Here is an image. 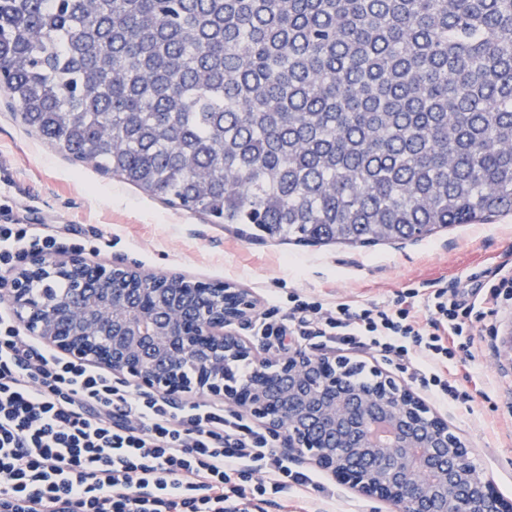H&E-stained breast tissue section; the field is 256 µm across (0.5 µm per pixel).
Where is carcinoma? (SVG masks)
Listing matches in <instances>:
<instances>
[{"instance_id":"carcinoma-1","label":"carcinoma","mask_w":512,"mask_h":512,"mask_svg":"<svg viewBox=\"0 0 512 512\" xmlns=\"http://www.w3.org/2000/svg\"><path fill=\"white\" fill-rule=\"evenodd\" d=\"M56 152L254 239L512 213V0H0Z\"/></svg>"}]
</instances>
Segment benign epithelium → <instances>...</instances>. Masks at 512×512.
<instances>
[{
	"mask_svg": "<svg viewBox=\"0 0 512 512\" xmlns=\"http://www.w3.org/2000/svg\"><path fill=\"white\" fill-rule=\"evenodd\" d=\"M57 279L68 281L65 298L45 302L33 291ZM0 297L46 346L176 403L210 395L366 500L395 512H512L448 422L393 377L378 370L362 389L348 383L340 359L258 355L233 331L256 308L245 288H174L119 265L38 254L11 274ZM500 353L501 367L512 371V321ZM241 361L255 364L247 383L230 368ZM376 424L389 427L388 443L374 439Z\"/></svg>",
	"mask_w": 512,
	"mask_h": 512,
	"instance_id": "7a95c632",
	"label": "benign epithelium"
}]
</instances>
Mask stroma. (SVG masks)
Wrapping results in <instances>:
<instances>
[{
  "label": "stroma",
  "mask_w": 512,
  "mask_h": 512,
  "mask_svg": "<svg viewBox=\"0 0 512 512\" xmlns=\"http://www.w3.org/2000/svg\"><path fill=\"white\" fill-rule=\"evenodd\" d=\"M0 224H66L91 240L112 245L85 250L105 265L122 263L145 274L192 282L232 283L249 289L257 311L286 312L290 295L339 302L388 303L411 290L447 289L482 318L471 328L470 358L449 361L460 397L446 405L429 398L397 360L372 351L346 358L379 367L420 396L467 443L482 476L512 501V373L501 370L498 346L512 325V297L493 284L512 282V214L487 222L455 224L397 244L299 245L280 239H245L235 224H213L202 214L151 197L94 164L71 161L28 132L18 108L0 91ZM325 494H312L313 512H373L374 503L319 475Z\"/></svg>",
  "instance_id": "stroma-1"
}]
</instances>
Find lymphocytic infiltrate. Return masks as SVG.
I'll list each match as a JSON object with an SVG mask.
<instances>
[{
    "instance_id": "f902f5d3",
    "label": "lymphocytic infiltrate",
    "mask_w": 512,
    "mask_h": 512,
    "mask_svg": "<svg viewBox=\"0 0 512 512\" xmlns=\"http://www.w3.org/2000/svg\"><path fill=\"white\" fill-rule=\"evenodd\" d=\"M63 233L57 224H0V283L27 250L56 252ZM470 320L442 288L419 304L400 295L331 309L296 296L258 334L394 355L445 403L458 397L448 363ZM299 487L323 490L242 414L130 390L35 347L0 308V512H253L268 495L278 512H308L292 494Z\"/></svg>"
}]
</instances>
